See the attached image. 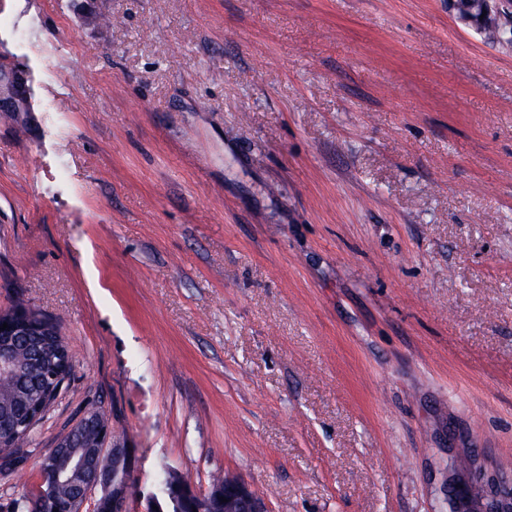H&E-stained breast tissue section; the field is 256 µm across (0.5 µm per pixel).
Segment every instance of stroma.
<instances>
[{
    "label": "stroma",
    "instance_id": "stroma-1",
    "mask_svg": "<svg viewBox=\"0 0 512 512\" xmlns=\"http://www.w3.org/2000/svg\"><path fill=\"white\" fill-rule=\"evenodd\" d=\"M0 312L74 368L0 512L103 407L269 512H461L512 477V45L448 0H0Z\"/></svg>",
    "mask_w": 512,
    "mask_h": 512
}]
</instances>
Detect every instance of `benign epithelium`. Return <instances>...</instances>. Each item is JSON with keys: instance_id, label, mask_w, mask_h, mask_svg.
<instances>
[{"instance_id": "obj_1", "label": "benign epithelium", "mask_w": 512, "mask_h": 512, "mask_svg": "<svg viewBox=\"0 0 512 512\" xmlns=\"http://www.w3.org/2000/svg\"><path fill=\"white\" fill-rule=\"evenodd\" d=\"M456 19L468 28L483 34L492 32L497 40L512 39V0H478V12L458 15ZM0 335L21 331L23 336H36L40 332L38 315L26 308L0 313ZM98 419V411L91 409L54 443L50 453L75 462L76 466L94 471L93 478L74 490L63 512H128L130 496L128 476L133 462L126 448H114L110 443L111 429H100L98 447L88 457H74L69 449L81 445L79 435L83 426ZM157 484L176 503L197 512H268L265 500L243 478L229 473L218 474L208 489L198 491L174 469H166ZM483 493L468 507L470 512H512V483L503 484L493 477L481 481Z\"/></svg>"}]
</instances>
